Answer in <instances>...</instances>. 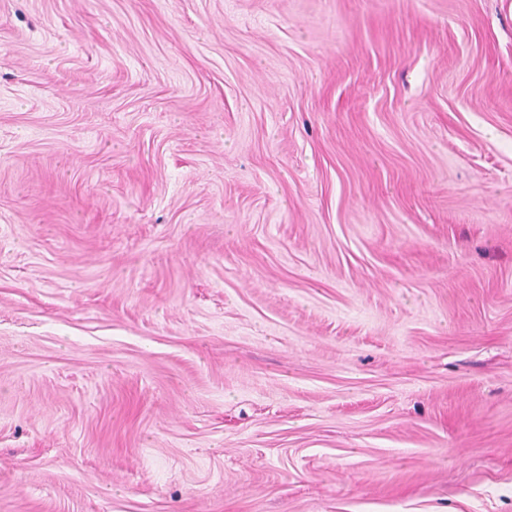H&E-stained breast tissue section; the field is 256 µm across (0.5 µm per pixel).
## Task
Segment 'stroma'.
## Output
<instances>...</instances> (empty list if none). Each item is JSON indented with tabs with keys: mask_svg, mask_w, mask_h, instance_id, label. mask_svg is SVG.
<instances>
[{
	"mask_svg": "<svg viewBox=\"0 0 512 512\" xmlns=\"http://www.w3.org/2000/svg\"><path fill=\"white\" fill-rule=\"evenodd\" d=\"M0 512H512V0H0Z\"/></svg>",
	"mask_w": 512,
	"mask_h": 512,
	"instance_id": "obj_1",
	"label": "stroma"
}]
</instances>
